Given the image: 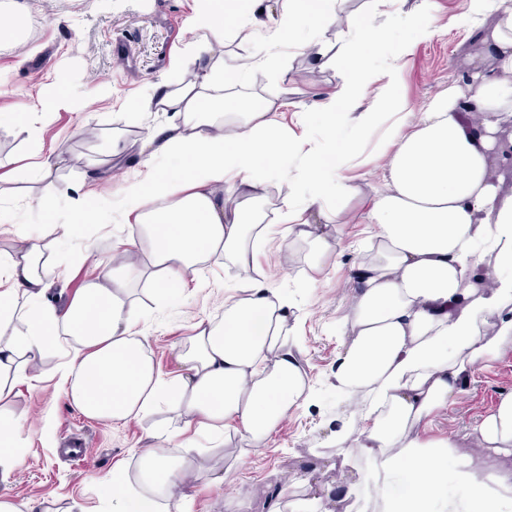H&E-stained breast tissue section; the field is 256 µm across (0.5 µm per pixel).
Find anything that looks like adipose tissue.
Returning <instances> with one entry per match:
<instances>
[{"label": "adipose tissue", "instance_id": "obj_1", "mask_svg": "<svg viewBox=\"0 0 512 512\" xmlns=\"http://www.w3.org/2000/svg\"><path fill=\"white\" fill-rule=\"evenodd\" d=\"M349 0H277L266 36L246 61L224 62L227 11L210 0L188 20L192 39L167 79L145 89L138 110L174 112L164 129L134 142L141 168L123 195L88 191L72 221L48 233L15 229L0 250V402L31 384L60 338L71 341L57 366L65 396L87 417L115 425L151 420L154 444L135 469L103 478L111 512H186L172 493L192 473L184 450L191 426L220 438L235 433L262 448L288 412L309 403L311 386L290 336L292 305L256 285L224 303V316L203 319L177 352L179 370L156 367L136 291L165 297L195 280L217 252L242 271L254 267L261 236L255 208L297 161L293 190L276 216L283 236L309 247L312 265L333 248V230L358 196L345 169L369 161L368 134L383 127L384 191L364 199L378 246L352 281L354 306L330 373L338 397L362 402L358 422L341 423L331 440L367 459L362 495L377 512H512V483H486L472 458L449 467L451 442L418 430L464 393L476 366L512 340V194L496 173L500 133L512 121V0H473L475 18L493 14L487 53L473 56L471 78L430 100L411 122L399 91L404 56L432 38L435 0H369L365 15ZM398 21V46L381 67L365 51L385 43V17ZM305 50L328 58L340 84L318 106L328 148L290 138L279 121L287 96L241 109L221 96L255 69L278 71L280 48L299 26ZM337 27L334 53L320 36ZM335 210H327L328 199ZM111 204L141 227L135 258L121 268L98 261L97 275L63 304L50 301L58 242L74 225L103 218ZM495 335H488V326ZM477 446L512 457V393L473 427ZM24 445L19 417L0 410V484L9 483ZM458 495H448V482Z\"/></svg>", "mask_w": 512, "mask_h": 512}]
</instances>
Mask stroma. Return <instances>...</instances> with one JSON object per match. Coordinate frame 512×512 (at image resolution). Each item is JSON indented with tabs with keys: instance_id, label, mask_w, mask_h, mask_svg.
I'll return each instance as SVG.
<instances>
[{
	"instance_id": "1",
	"label": "stroma",
	"mask_w": 512,
	"mask_h": 512,
	"mask_svg": "<svg viewBox=\"0 0 512 512\" xmlns=\"http://www.w3.org/2000/svg\"><path fill=\"white\" fill-rule=\"evenodd\" d=\"M24 37L20 45L0 46V71L6 73L12 93L0 96V113L11 111L15 93L38 104L51 95L59 101L53 112L30 111L18 121L0 125V241L8 242L13 225L46 228L69 223L77 199L95 186L117 195L136 171V162L113 167H92L88 158L102 159L113 139L133 140L165 127L168 112H145L129 117L133 102L144 89L166 75L171 55L190 41L187 21L201 0H23ZM469 0H436V34L418 44L404 60L401 92L412 109L458 84L466 60L484 44L465 22ZM281 71L257 69L244 82L243 101L279 96L289 86L290 105L280 121L295 134H321L317 124L302 126L301 114L334 92L339 76L333 66L301 54L297 43L281 48ZM42 128L44 150L61 149L65 163L55 177L60 189L56 202L40 209L39 189L28 171L34 146L27 127ZM138 225L117 224L112 219L77 229L63 245L56 287L72 296L96 270L83 261L85 250L108 259L114 246L137 235ZM372 239L370 227L356 218L343 225L335 250L320 269L309 266L304 245H288L272 231L255 255V269L243 273L213 255L197 280L188 282L177 298L147 302L140 322L151 355L165 373L178 369L176 352L201 319L221 318L224 300L241 289L261 284L287 295L293 302L290 325L300 345L298 360L311 383L314 397L289 412L259 453L245 464L236 461L245 442L233 436L222 448L196 458L201 471L223 469L224 484L198 480L188 490L191 512H269L280 502L282 512H298L312 497L314 486L354 482L363 467L361 459L327 445L340 414L354 415L344 407L329 383V373L340 350L338 323L349 313V282ZM57 352H50L34 386L21 388L7 401L9 410L25 420V446L21 464L1 491L19 499L54 502L67 512H110L99 481L120 465L134 466L146 446L147 422L112 425L86 417L62 392L55 369ZM512 392V342L487 368L476 370L465 394L432 425L424 429L429 439L452 437L460 453L478 455L487 474L512 473V457L476 450L470 425L493 407L502 393ZM85 450L75 461L66 448Z\"/></svg>"
}]
</instances>
